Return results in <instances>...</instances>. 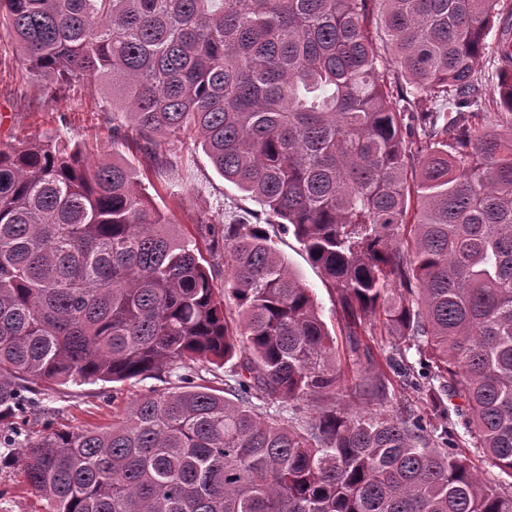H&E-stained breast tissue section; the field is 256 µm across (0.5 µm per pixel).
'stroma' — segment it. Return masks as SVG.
Masks as SVG:
<instances>
[{"label": "stroma", "mask_w": 512, "mask_h": 512, "mask_svg": "<svg viewBox=\"0 0 512 512\" xmlns=\"http://www.w3.org/2000/svg\"><path fill=\"white\" fill-rule=\"evenodd\" d=\"M41 82L26 68L13 38L0 30V146L18 140L43 139L58 133L82 146L90 158L112 152L138 172L151 198L171 223L193 230L206 215L223 223L241 220L271 229L276 219L234 184L224 181L205 155L197 139L169 142L160 147L174 169L155 171L149 167L140 145L112 140V93L101 87L67 89L52 107H35ZM276 250L294 274L311 288L320 317L338 344V359L345 373L355 369L346 323L338 295L303 250L293 234L277 233ZM160 380L146 378L125 383L57 385L47 390L40 406L28 409L29 427L72 428L104 424L119 416L124 404L142 391L160 387ZM0 512H45L44 502L26 484L20 467L0 462Z\"/></svg>", "instance_id": "35a3bbf8"}]
</instances>
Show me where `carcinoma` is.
Here are the masks:
<instances>
[{
	"instance_id": "1",
	"label": "carcinoma",
	"mask_w": 512,
	"mask_h": 512,
	"mask_svg": "<svg viewBox=\"0 0 512 512\" xmlns=\"http://www.w3.org/2000/svg\"><path fill=\"white\" fill-rule=\"evenodd\" d=\"M372 3L402 84L380 79ZM498 4L0 0L42 105L111 86L112 141L134 130L157 169L173 166L161 140L200 138L338 290L369 364L345 375L311 289L259 225L201 216L197 239L119 160L59 135L1 147L0 421L45 385L177 380L110 425L0 434L47 512H512V482L456 452L461 428L512 479V136L486 125L512 113L511 22L492 93L475 74ZM377 312L423 413L350 409L390 398L359 339ZM235 357L222 388L192 368Z\"/></svg>"
}]
</instances>
